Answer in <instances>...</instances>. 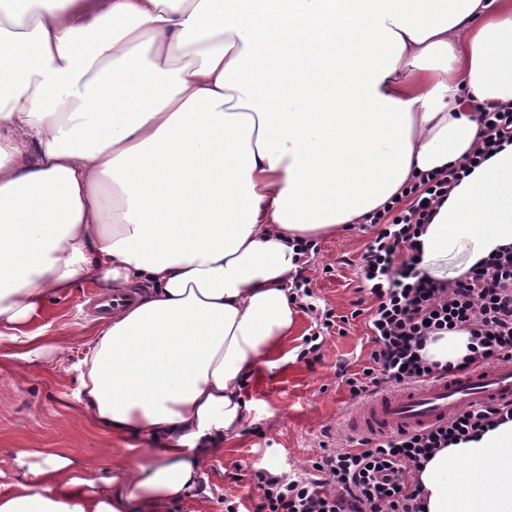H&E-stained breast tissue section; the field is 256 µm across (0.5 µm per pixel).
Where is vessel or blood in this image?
Masks as SVG:
<instances>
[{"label": "vessel or blood", "mask_w": 512, "mask_h": 512, "mask_svg": "<svg viewBox=\"0 0 512 512\" xmlns=\"http://www.w3.org/2000/svg\"><path fill=\"white\" fill-rule=\"evenodd\" d=\"M512 404V360L368 396L349 412L351 436L380 438L444 424L469 408Z\"/></svg>", "instance_id": "obj_1"}]
</instances>
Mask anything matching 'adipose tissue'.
Segmentation results:
<instances>
[{"label":"adipose tissue","mask_w":512,"mask_h":512,"mask_svg":"<svg viewBox=\"0 0 512 512\" xmlns=\"http://www.w3.org/2000/svg\"><path fill=\"white\" fill-rule=\"evenodd\" d=\"M331 0H63L24 18L0 0V340L84 278L148 290L92 333L78 364L93 419L151 447L115 469L18 452L0 512H167L249 413L244 388L297 324L298 244L332 236L459 161L480 107L512 99V0H349L330 109L262 40L259 17L321 25ZM282 72L278 89L253 67ZM472 240L512 246V144L463 179L420 236L423 261ZM427 512H512V421L438 452Z\"/></svg>","instance_id":"1"}]
</instances>
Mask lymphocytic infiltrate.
<instances>
[{
    "instance_id": "f902f5d3",
    "label": "lymphocytic infiltrate",
    "mask_w": 512,
    "mask_h": 512,
    "mask_svg": "<svg viewBox=\"0 0 512 512\" xmlns=\"http://www.w3.org/2000/svg\"><path fill=\"white\" fill-rule=\"evenodd\" d=\"M480 122L462 162L419 173L363 218L377 232L361 257L364 297L353 315L365 319L371 352L360 370L340 373L351 400L512 360V247L497 250L455 278H435L417 261L418 239L438 207L491 153L512 143V99L486 104ZM403 251L409 259L401 263L397 257ZM295 293L302 311L317 315L319 323L317 332L304 337L297 358L316 362L321 337L345 334L350 317L319 310L306 277L298 278ZM462 330L470 338L460 361L442 364L426 356L428 341ZM511 420L512 405L472 408L416 433L361 439L352 448H323L312 462L311 477L254 469L260 496L253 512H424L420 476L435 454Z\"/></svg>"
}]
</instances>
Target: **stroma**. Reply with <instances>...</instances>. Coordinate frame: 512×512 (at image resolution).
Instances as JSON below:
<instances>
[{
    "mask_svg": "<svg viewBox=\"0 0 512 512\" xmlns=\"http://www.w3.org/2000/svg\"><path fill=\"white\" fill-rule=\"evenodd\" d=\"M374 235L370 225L357 224L319 240L307 275L317 305L349 317L346 334L326 337L319 362H300L297 354L304 336L314 332L315 319L299 313L280 354L245 386L251 411L237 435L204 458L205 493L183 498L170 512H224L228 499L252 506L258 495L252 469L274 471L288 463L307 470L320 443L348 446L343 425L350 400L337 372L342 363L359 368L371 351L363 319L350 314L359 298L358 265ZM101 293L97 283L80 280L48 301L38 325L58 351L38 367L20 360L23 345L0 340V483L13 481V458L20 451L60 448L79 464L109 469L148 447L146 439L117 438L98 427L78 399V363L99 325L87 316L84 303Z\"/></svg>",
    "mask_w": 512,
    "mask_h": 512,
    "instance_id": "obj_1",
    "label": "stroma"
}]
</instances>
